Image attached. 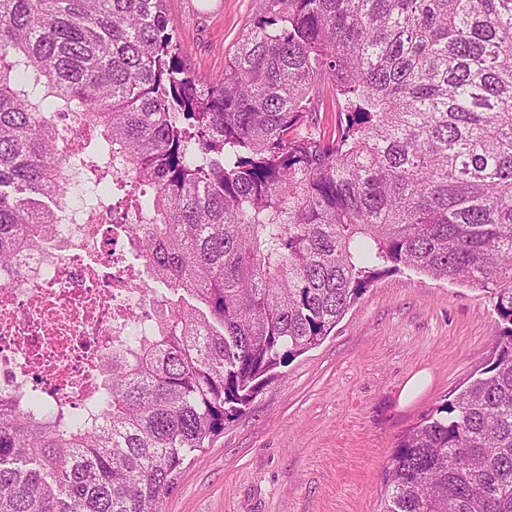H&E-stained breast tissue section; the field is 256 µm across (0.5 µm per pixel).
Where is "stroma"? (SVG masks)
Segmentation results:
<instances>
[{
	"label": "stroma",
	"mask_w": 512,
	"mask_h": 512,
	"mask_svg": "<svg viewBox=\"0 0 512 512\" xmlns=\"http://www.w3.org/2000/svg\"><path fill=\"white\" fill-rule=\"evenodd\" d=\"M260 0H169L185 61L217 76ZM498 314L471 284L380 277L319 345L275 369L179 474L165 512H379L398 439L489 366ZM426 375L407 403L406 381Z\"/></svg>",
	"instance_id": "obj_1"
}]
</instances>
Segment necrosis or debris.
Wrapping results in <instances>:
<instances>
[{
	"mask_svg": "<svg viewBox=\"0 0 512 512\" xmlns=\"http://www.w3.org/2000/svg\"><path fill=\"white\" fill-rule=\"evenodd\" d=\"M58 132L70 182L80 186L88 129L71 117ZM56 213L58 234L0 266V401H25L36 387L57 407L92 418L113 351L160 302L144 301L131 268L106 247V209L68 198Z\"/></svg>",
	"mask_w": 512,
	"mask_h": 512,
	"instance_id": "1",
	"label": "necrosis or debris"
}]
</instances>
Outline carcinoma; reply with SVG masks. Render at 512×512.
Returning <instances> with one entry per match:
<instances>
[{
    "label": "carcinoma",
    "instance_id": "carcinoma-1",
    "mask_svg": "<svg viewBox=\"0 0 512 512\" xmlns=\"http://www.w3.org/2000/svg\"><path fill=\"white\" fill-rule=\"evenodd\" d=\"M84 146L164 316L99 421L0 404V512H160L185 461L382 275L470 282L492 364L398 442L383 512H512V0H261L224 74L167 0H0V265L51 233ZM323 112L335 115L331 128ZM89 128L82 121L76 118L60 120L58 124L59 141L61 149L64 151V162L68 169L69 179L72 190L84 183L87 171L83 165L86 158L80 152L81 145L87 137Z\"/></svg>",
    "mask_w": 512,
    "mask_h": 512
}]
</instances>
